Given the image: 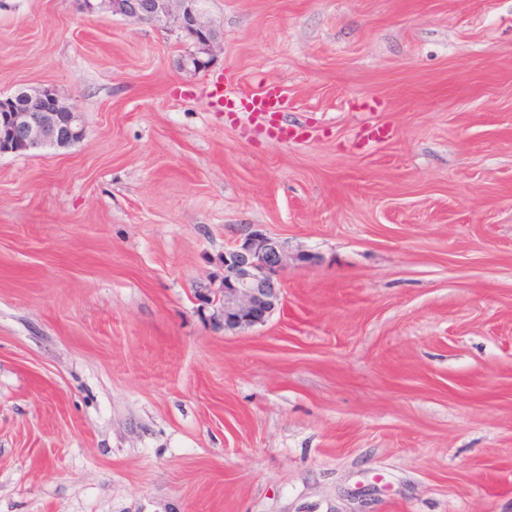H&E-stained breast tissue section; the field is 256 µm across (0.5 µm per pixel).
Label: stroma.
Masks as SVG:
<instances>
[{
  "instance_id": "1",
  "label": "stroma",
  "mask_w": 512,
  "mask_h": 512,
  "mask_svg": "<svg viewBox=\"0 0 512 512\" xmlns=\"http://www.w3.org/2000/svg\"><path fill=\"white\" fill-rule=\"evenodd\" d=\"M172 27L0 0V512H512V0H198ZM276 86L279 143L213 107ZM384 124L385 142L359 147ZM317 255L225 330L244 225ZM21 103L0 98V154H30L49 145L65 147L85 136L81 111L50 88L21 92Z\"/></svg>"
}]
</instances>
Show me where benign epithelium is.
<instances>
[{"label":"benign epithelium","instance_id":"benign-epithelium-1","mask_svg":"<svg viewBox=\"0 0 512 512\" xmlns=\"http://www.w3.org/2000/svg\"><path fill=\"white\" fill-rule=\"evenodd\" d=\"M80 13L107 8L142 23L175 26L190 39L196 51L185 64L202 69L220 41L219 32L203 20L195 0H73ZM21 103L0 98V154H30L49 145L65 147L85 136L81 111L44 87L19 95ZM288 266L285 243L260 230L245 226L232 245L224 249V288L220 302L211 289L199 290L202 304L216 307L226 330H246L264 325L282 305L280 279Z\"/></svg>","mask_w":512,"mask_h":512}]
</instances>
